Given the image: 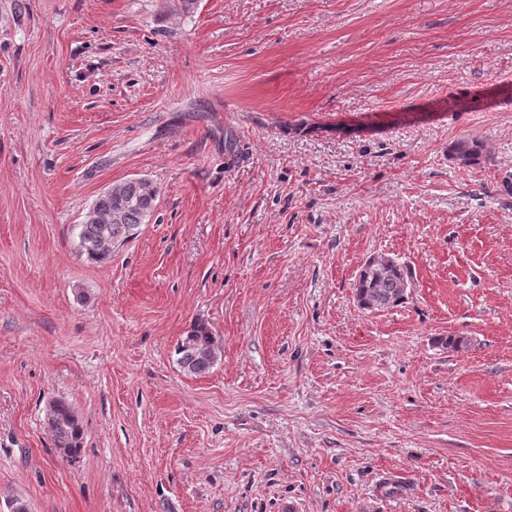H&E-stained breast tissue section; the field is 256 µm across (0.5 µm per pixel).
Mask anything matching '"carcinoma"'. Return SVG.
Here are the masks:
<instances>
[{"label": "carcinoma", "instance_id": "cac0c4a2", "mask_svg": "<svg viewBox=\"0 0 512 512\" xmlns=\"http://www.w3.org/2000/svg\"><path fill=\"white\" fill-rule=\"evenodd\" d=\"M454 159L462 166H471L479 160L483 144L462 138L451 148ZM157 189L148 181L126 180L114 185L112 194L97 198L90 216L80 225V248L87 258L103 263L112 256L115 243L132 236V231L146 223L155 209ZM411 279L408 267L394 258L380 261L367 260L355 283V296L359 305L391 309L406 298V287ZM177 363L189 375H202L210 371L216 361V340L211 329L202 322L192 325L187 337L176 350ZM58 453L65 459L80 454L83 429L77 413L61 399L49 413Z\"/></svg>", "mask_w": 512, "mask_h": 512}]
</instances>
